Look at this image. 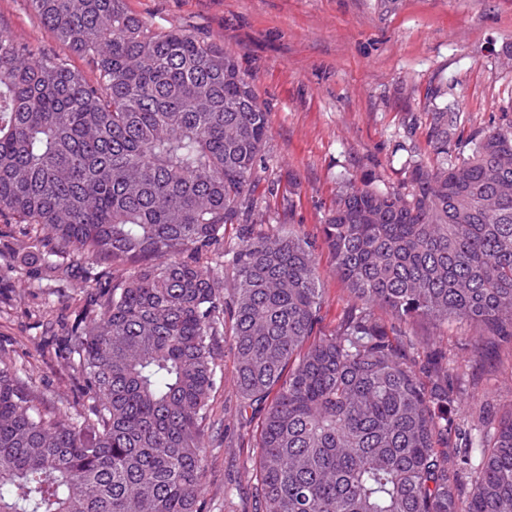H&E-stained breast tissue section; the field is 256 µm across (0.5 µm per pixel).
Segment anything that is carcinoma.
<instances>
[{
	"instance_id": "obj_1",
	"label": "carcinoma",
	"mask_w": 512,
	"mask_h": 512,
	"mask_svg": "<svg viewBox=\"0 0 512 512\" xmlns=\"http://www.w3.org/2000/svg\"><path fill=\"white\" fill-rule=\"evenodd\" d=\"M27 2L91 76L0 25V214L54 280L108 271L66 345L92 417L0 367V512H200L219 336L261 414L257 512H512V407L460 425L445 354L374 313L512 342V126L455 161L437 108L408 192L344 185L322 244L350 300L318 336L316 243L249 228L270 126L236 60L126 0Z\"/></svg>"
}]
</instances>
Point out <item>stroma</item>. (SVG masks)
Wrapping results in <instances>:
<instances>
[{
  "label": "stroma",
  "instance_id": "1",
  "mask_svg": "<svg viewBox=\"0 0 512 512\" xmlns=\"http://www.w3.org/2000/svg\"><path fill=\"white\" fill-rule=\"evenodd\" d=\"M162 27H180L223 46L252 81L268 112L270 140L254 176V231L282 224L316 237L347 180L374 176L403 190L414 162L434 164L428 130L434 107L458 114L448 153L468 156L475 137L512 125V0H126ZM0 22L17 37L57 47L26 0H0ZM316 258L323 293L320 331L341 322L349 299L326 248ZM86 296L49 277L0 216V360L48 410L87 418L84 379L60 353L47 324L72 321ZM420 346L446 353L467 402L464 424L488 404L512 405V348L474 338L468 325L416 320ZM230 352L212 416L200 499L204 512H256L249 483L258 455L252 427L238 419Z\"/></svg>",
  "mask_w": 512,
  "mask_h": 512
}]
</instances>
